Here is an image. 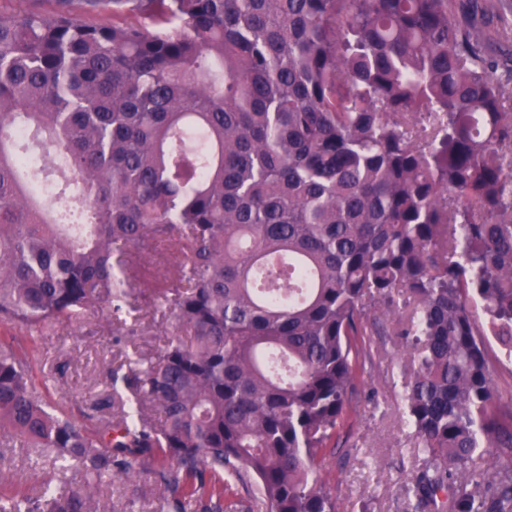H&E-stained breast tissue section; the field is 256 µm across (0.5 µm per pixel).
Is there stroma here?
<instances>
[{
    "label": "stroma",
    "mask_w": 512,
    "mask_h": 512,
    "mask_svg": "<svg viewBox=\"0 0 512 512\" xmlns=\"http://www.w3.org/2000/svg\"><path fill=\"white\" fill-rule=\"evenodd\" d=\"M136 262L140 279L161 281L173 275L176 258L160 243L139 247ZM173 315L144 317L136 332L122 336L114 331L111 311H89L78 322L62 323L45 336H30L27 329L0 327V341L26 351L36 378L46 380L44 400L49 409L65 408L82 415L97 400L111 397L110 413H118L119 401L128 389L111 382V370L127 361L155 354L168 340ZM364 393L336 447L319 459L317 469L341 512H411L407 489L418 465L417 449L402 419L400 396L403 363L398 339L374 336L363 359ZM0 469L7 474L8 495H35L54 480L51 459L33 449L0 442ZM133 482L115 479L98 487L104 509L130 507L132 512H159L160 494L154 486L150 464L136 466Z\"/></svg>",
    "instance_id": "obj_1"
}]
</instances>
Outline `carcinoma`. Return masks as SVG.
<instances>
[{"mask_svg":"<svg viewBox=\"0 0 512 512\" xmlns=\"http://www.w3.org/2000/svg\"><path fill=\"white\" fill-rule=\"evenodd\" d=\"M56 2L0 12V326L106 304L134 334L130 248L164 238L177 333L96 429L0 345V431L61 474L0 512H102L140 460L167 512H238L233 483L246 512H339L315 464L392 314L414 512H512L484 341L512 356V66L478 35L512 3Z\"/></svg>","mask_w":512,"mask_h":512,"instance_id":"cac0c4a2","label":"carcinoma"}]
</instances>
